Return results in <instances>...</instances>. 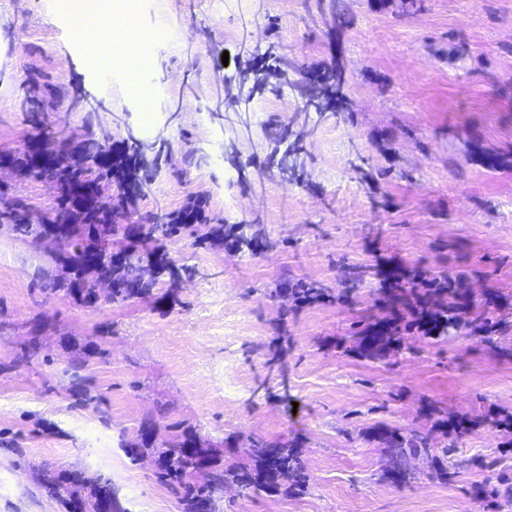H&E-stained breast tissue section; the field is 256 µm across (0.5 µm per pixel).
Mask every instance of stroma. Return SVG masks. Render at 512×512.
I'll return each instance as SVG.
<instances>
[{
    "label": "stroma",
    "instance_id": "35a3bbf8",
    "mask_svg": "<svg viewBox=\"0 0 512 512\" xmlns=\"http://www.w3.org/2000/svg\"><path fill=\"white\" fill-rule=\"evenodd\" d=\"M340 2L354 15L342 28L317 0H97L104 17L122 4L145 34L168 32L143 78L91 62L63 0H0V151L22 154L43 130L116 149L164 142L120 223L200 197L208 225L245 224L269 243L254 255L181 233L164 244L175 281L83 307L49 291L60 267L48 246L0 232V512H65L40 483L62 470L108 478L125 512H183L154 452L127 453L150 423L160 441L196 432L241 470L251 440L302 439L306 488L231 485L223 512H512L474 493L512 475L495 426L512 416V357L465 326L436 343L410 334L378 360L351 349L386 314L374 271L387 264L463 279L478 302L498 294L489 317L512 347V0ZM251 63L269 68L267 86L225 109ZM335 64L339 112L304 108L301 72ZM200 148L207 160L187 165ZM1 191L35 219L58 196L6 171ZM359 266L372 273L354 286ZM299 280L324 298L294 305L284 292ZM37 323L41 350L17 363ZM461 416L475 424L452 480L429 457L409 484L384 477L378 425L438 441L440 421Z\"/></svg>",
    "mask_w": 512,
    "mask_h": 512
}]
</instances>
